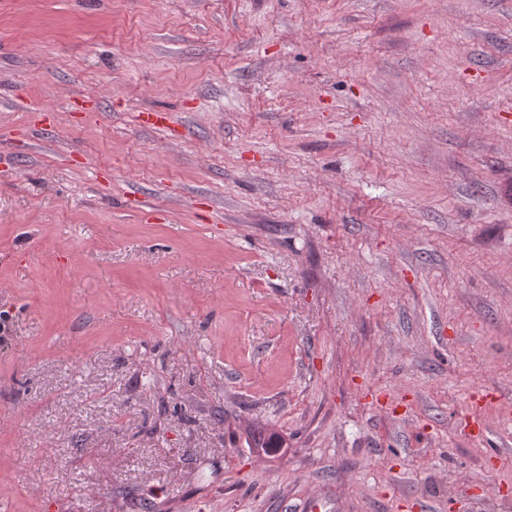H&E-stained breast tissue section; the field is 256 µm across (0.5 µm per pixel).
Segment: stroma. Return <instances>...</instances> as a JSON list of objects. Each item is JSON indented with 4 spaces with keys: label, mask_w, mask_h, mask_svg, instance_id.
Here are the masks:
<instances>
[{
    "label": "stroma",
    "mask_w": 512,
    "mask_h": 512,
    "mask_svg": "<svg viewBox=\"0 0 512 512\" xmlns=\"http://www.w3.org/2000/svg\"><path fill=\"white\" fill-rule=\"evenodd\" d=\"M0 311V512H512V0H0Z\"/></svg>",
    "instance_id": "obj_1"
}]
</instances>
